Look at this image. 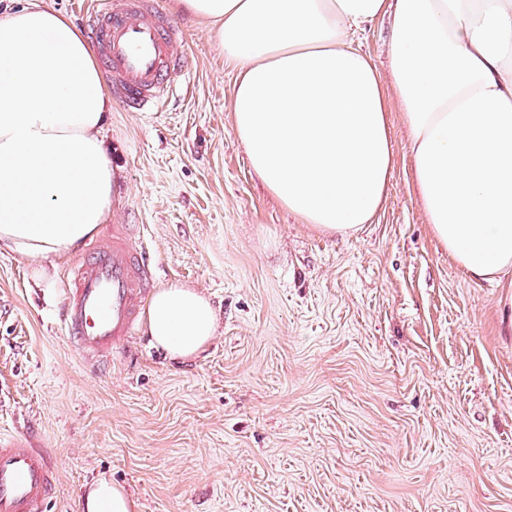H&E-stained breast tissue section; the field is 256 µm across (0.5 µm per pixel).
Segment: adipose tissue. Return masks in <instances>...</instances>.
I'll list each match as a JSON object with an SVG mask.
<instances>
[{"instance_id":"obj_1","label":"adipose tissue","mask_w":512,"mask_h":512,"mask_svg":"<svg viewBox=\"0 0 512 512\" xmlns=\"http://www.w3.org/2000/svg\"><path fill=\"white\" fill-rule=\"evenodd\" d=\"M205 22L237 78L233 129L249 165L299 223L349 237L394 168L389 112L411 137L412 181L435 240L471 283L506 289L512 333V0H172ZM391 17L389 75L356 32ZM112 99L77 27L39 0L0 17V247L35 280L112 209L102 136ZM218 321L197 288L167 283L152 345L196 357ZM85 512H134L102 479Z\"/></svg>"}]
</instances>
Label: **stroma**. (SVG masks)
Instances as JSON below:
<instances>
[{
  "label": "stroma",
  "instance_id": "obj_1",
  "mask_svg": "<svg viewBox=\"0 0 512 512\" xmlns=\"http://www.w3.org/2000/svg\"><path fill=\"white\" fill-rule=\"evenodd\" d=\"M188 60L154 112L113 104L110 225L154 282L211 300L206 351L173 362L146 332L85 368L59 321L73 258L37 282L0 249V432L55 460L45 512H84L107 477L135 512H512V335L503 289L465 280L414 190L409 130L380 211L352 237L298 223L248 166L236 71L177 13Z\"/></svg>",
  "mask_w": 512,
  "mask_h": 512
}]
</instances>
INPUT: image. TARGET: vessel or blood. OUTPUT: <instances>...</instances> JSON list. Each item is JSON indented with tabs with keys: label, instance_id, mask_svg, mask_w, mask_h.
I'll return each mask as SVG.
<instances>
[{
	"label": "vessel or blood",
	"instance_id": "vessel-or-blood-1",
	"mask_svg": "<svg viewBox=\"0 0 512 512\" xmlns=\"http://www.w3.org/2000/svg\"><path fill=\"white\" fill-rule=\"evenodd\" d=\"M83 21L123 107L153 111L177 94L185 59L176 50L177 29L157 0H85ZM153 283L150 254L126 225L90 243L69 270L61 315L86 366L136 336ZM55 483V464L35 438H0V512H44Z\"/></svg>",
	"mask_w": 512,
	"mask_h": 512
}]
</instances>
